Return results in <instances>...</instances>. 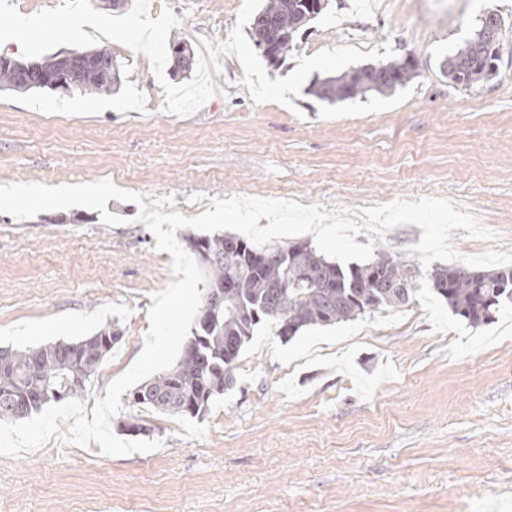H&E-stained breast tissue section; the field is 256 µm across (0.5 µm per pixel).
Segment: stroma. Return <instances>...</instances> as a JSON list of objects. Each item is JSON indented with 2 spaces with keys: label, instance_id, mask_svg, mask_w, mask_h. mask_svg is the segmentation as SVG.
Masks as SVG:
<instances>
[{
  "label": "stroma",
  "instance_id": "obj_1",
  "mask_svg": "<svg viewBox=\"0 0 512 512\" xmlns=\"http://www.w3.org/2000/svg\"><path fill=\"white\" fill-rule=\"evenodd\" d=\"M242 4L149 0L148 14L172 10V35L196 51L227 40ZM489 10L506 19L498 73L453 87L442 64ZM100 45L121 65L110 95L0 91V186L108 179L172 196L188 217L232 195L328 210L437 196L496 235L453 230L457 253L512 251V0H330L269 78L341 45L387 46L418 66L391 95L335 104L311 92L319 71L292 107L254 103L240 62L223 55L218 95L177 116L144 54ZM107 209L126 224L84 207L0 214V348L122 332L80 396L89 410L142 351L152 297L174 279L137 206ZM421 235L405 225L356 241L415 264ZM121 401L117 421L148 426L160 449L105 456L53 438L0 455V512H512V310L473 326L425 282L406 306L286 342L260 327L235 386L202 418Z\"/></svg>",
  "mask_w": 512,
  "mask_h": 512
}]
</instances>
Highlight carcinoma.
Segmentation results:
<instances>
[{"label":"carcinoma","mask_w":512,"mask_h":512,"mask_svg":"<svg viewBox=\"0 0 512 512\" xmlns=\"http://www.w3.org/2000/svg\"><path fill=\"white\" fill-rule=\"evenodd\" d=\"M327 8L321 0H264L251 25H273L266 33L272 66L285 61L306 26ZM103 64L89 71L78 87L83 95H109L121 82L120 69L106 48L87 51ZM461 62L464 70L444 69L448 82L471 89L499 69L501 56L488 43L472 36L448 60ZM45 75L62 67L61 55L20 61L0 57V90L28 92L38 89L19 77L30 64ZM388 75L374 77L357 68L328 77L312 92L331 104L369 93L387 96L418 76L417 67L405 58L388 63ZM208 276L204 292L224 289V302L206 320L198 317L180 360L131 393L132 404L163 413L199 418L213 400L236 383V362L257 326L274 325L283 341L301 330L353 321L367 313L409 304L418 291L422 272L387 253H378L363 264L343 268L327 260L309 243L286 248L257 246L235 235L186 237ZM438 266L427 275L432 290L448 308L472 325L485 324L499 308L512 303V268L496 271L465 270ZM83 340L56 342L25 350H5L0 358V419H19L43 406L78 396L94 376L120 336L104 329Z\"/></svg>","instance_id":"carcinoma-1"}]
</instances>
